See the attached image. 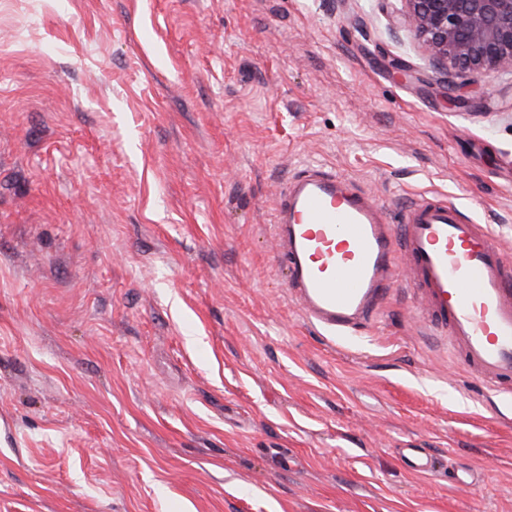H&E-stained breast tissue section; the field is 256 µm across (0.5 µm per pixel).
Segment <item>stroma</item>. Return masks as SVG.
Returning <instances> with one entry per match:
<instances>
[{
  "label": "stroma",
  "instance_id": "35a3bbf8",
  "mask_svg": "<svg viewBox=\"0 0 512 512\" xmlns=\"http://www.w3.org/2000/svg\"><path fill=\"white\" fill-rule=\"evenodd\" d=\"M401 7L0 0V512H512V392L405 265L333 340L276 260L309 163L512 254V75L448 104Z\"/></svg>",
  "mask_w": 512,
  "mask_h": 512
}]
</instances>
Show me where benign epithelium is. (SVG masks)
Segmentation results:
<instances>
[{
    "mask_svg": "<svg viewBox=\"0 0 512 512\" xmlns=\"http://www.w3.org/2000/svg\"><path fill=\"white\" fill-rule=\"evenodd\" d=\"M396 23L424 42L432 65L452 77L512 72V0H400Z\"/></svg>",
    "mask_w": 512,
    "mask_h": 512,
    "instance_id": "1",
    "label": "benign epithelium"
}]
</instances>
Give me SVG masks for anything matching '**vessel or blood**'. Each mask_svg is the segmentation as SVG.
<instances>
[{"mask_svg":"<svg viewBox=\"0 0 512 512\" xmlns=\"http://www.w3.org/2000/svg\"><path fill=\"white\" fill-rule=\"evenodd\" d=\"M273 224L289 288L327 335L369 326L401 256L422 313L451 336L468 371L490 390L512 389V267L458 205L422 194L395 225L351 178L312 166L288 182Z\"/></svg>","mask_w":512,"mask_h":512,"instance_id":"vessel-or-blood-1","label":"vessel or blood"}]
</instances>
